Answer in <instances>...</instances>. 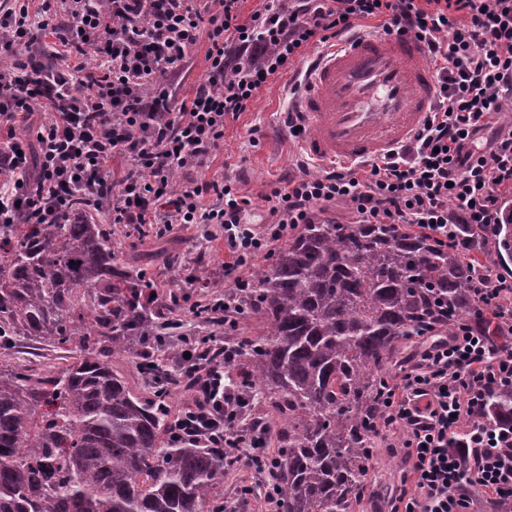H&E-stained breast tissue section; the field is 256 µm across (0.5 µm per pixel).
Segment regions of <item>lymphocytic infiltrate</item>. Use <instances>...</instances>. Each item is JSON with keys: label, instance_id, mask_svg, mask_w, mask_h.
<instances>
[{"label": "lymphocytic infiltrate", "instance_id": "1", "mask_svg": "<svg viewBox=\"0 0 512 512\" xmlns=\"http://www.w3.org/2000/svg\"><path fill=\"white\" fill-rule=\"evenodd\" d=\"M242 0H0V224L80 222L215 224L231 259L226 289L206 304L221 332L179 336L172 353L146 344L153 384L186 383L190 403L171 421L174 444L231 451L251 477L224 512L261 497L273 505L276 457L253 435L239 358L228 343L249 286L241 267L268 252L317 205L351 206L362 224H411L468 255L512 223V0H262L241 21ZM377 20L386 34L414 33L437 75L424 127L396 153L327 167L298 164L267 195L271 222L245 223L233 184L189 178L224 142V124L310 48ZM54 42H46V35ZM207 38L206 70L190 97L173 100L165 78ZM96 56L97 66L87 64ZM34 136L22 142L17 125ZM497 131L482 143L489 126ZM123 158L122 177L111 172ZM183 174L181 188L171 178ZM472 294L512 331V271L475 270ZM374 438L398 431L410 487L388 512H512V418L489 397L512 390V353L472 328L431 342L386 386Z\"/></svg>", "mask_w": 512, "mask_h": 512}]
</instances>
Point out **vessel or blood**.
<instances>
[{
  "label": "vessel or blood",
  "mask_w": 512,
  "mask_h": 512,
  "mask_svg": "<svg viewBox=\"0 0 512 512\" xmlns=\"http://www.w3.org/2000/svg\"><path fill=\"white\" fill-rule=\"evenodd\" d=\"M436 86L414 36L355 32L321 50L304 72L296 98L299 145L319 163L383 156L417 132Z\"/></svg>",
  "instance_id": "obj_1"
}]
</instances>
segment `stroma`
I'll return each instance as SVG.
<instances>
[{
	"mask_svg": "<svg viewBox=\"0 0 512 512\" xmlns=\"http://www.w3.org/2000/svg\"><path fill=\"white\" fill-rule=\"evenodd\" d=\"M292 73H284L268 83L246 112L238 118L227 120L224 125V144L216 150L202 167L192 170L193 178L202 180L230 178L240 193L250 199L247 220L262 224L269 220V194L274 182L294 172L301 156L298 142L289 138L282 120L289 100ZM112 240L120 244L118 263L132 267L134 256L144 259L142 268L154 282L171 281L181 285L191 300L202 299L203 289L197 288L194 277L198 268L215 275L216 287L224 285V262L228 258L223 239L204 240L195 225H173L163 236H156L153 227H146L144 234L132 233L129 226H112ZM174 250L180 258L178 265L165 267L148 262V255L160 247ZM83 353L81 337H74L64 347L51 345L23 346L19 356L23 364L33 366L44 374L56 372L66 360ZM400 434L391 433L381 440L375 450L370 470L375 495H362L355 512H374L375 507L389 502L400 488L403 479Z\"/></svg>",
	"mask_w": 512,
	"mask_h": 512,
	"instance_id": "1",
	"label": "stroma"
}]
</instances>
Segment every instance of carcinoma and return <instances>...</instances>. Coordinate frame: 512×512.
<instances>
[{
	"mask_svg": "<svg viewBox=\"0 0 512 512\" xmlns=\"http://www.w3.org/2000/svg\"><path fill=\"white\" fill-rule=\"evenodd\" d=\"M103 225L0 224V512H215L224 453L171 445L165 397L142 400L111 357L175 323L145 302V279L115 264ZM251 276L236 368L252 414L275 427L279 512H353L368 436L401 348L467 322L512 344L477 311L473 263L408 224H303ZM85 353L46 376L15 339ZM512 414V393L490 400Z\"/></svg>",
	"mask_w": 512,
	"mask_h": 512,
	"instance_id": "carcinoma-1",
	"label": "carcinoma"
}]
</instances>
